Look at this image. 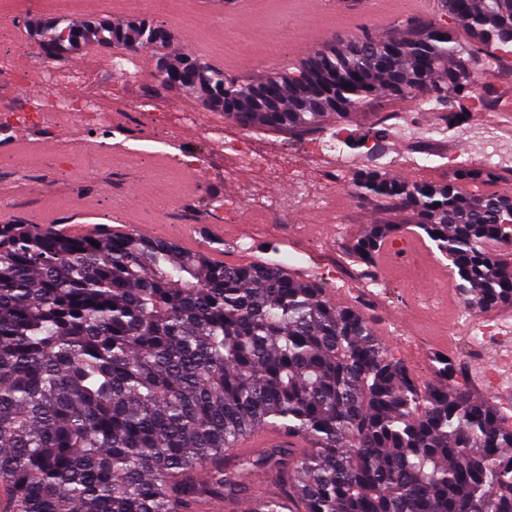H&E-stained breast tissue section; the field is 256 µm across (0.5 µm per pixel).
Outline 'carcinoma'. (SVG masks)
Returning <instances> with one entry per match:
<instances>
[{"label": "carcinoma", "instance_id": "obj_1", "mask_svg": "<svg viewBox=\"0 0 512 512\" xmlns=\"http://www.w3.org/2000/svg\"><path fill=\"white\" fill-rule=\"evenodd\" d=\"M442 2L400 38L316 49L257 83L186 54L160 55L152 76L247 129H315L378 94L414 96L459 128L486 49L512 47V0ZM24 28L47 58L131 57L171 38L145 19L34 17ZM501 179L464 164L411 184L364 169L350 186L411 213L453 265L465 308L485 312L512 305ZM401 229L371 224L350 250L370 266ZM432 374L419 380L371 318L282 262L224 264L137 233L0 227L7 512H192L201 495L244 492L246 472L281 486L252 512H289L290 501L296 512H512V419L471 390L456 358L433 356ZM261 424L307 447L224 467L225 450Z\"/></svg>", "mask_w": 512, "mask_h": 512}]
</instances>
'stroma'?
I'll return each instance as SVG.
<instances>
[{"label":"stroma","instance_id":"1","mask_svg":"<svg viewBox=\"0 0 512 512\" xmlns=\"http://www.w3.org/2000/svg\"><path fill=\"white\" fill-rule=\"evenodd\" d=\"M204 0H160L165 26L173 34L170 52L193 50L195 55L209 60L235 75L237 66H244V74L262 80L274 72L299 65L309 51L329 42H339L375 26L390 25L387 12L376 14L371 21L352 23L344 18L316 16L301 0H260L251 13L243 18L225 14L223 8L208 11ZM134 70L141 77L139 92L158 98L170 110L195 113L200 125L216 119L195 97L176 91L157 88L150 75L153 58L144 53L134 59ZM495 69L493 77L481 87L485 111L497 112L501 98H512V56H495L490 60ZM419 103L412 98L376 96L357 114L348 119L350 125L366 127L380 117H392L418 110ZM10 138L14 149L0 153V171L25 170L30 177L16 187L5 206H0V225L21 217L30 224H55L66 220L70 224L129 225L140 228L158 223L159 218L149 200H138L140 180H133L123 202H115L107 191L112 170L126 151H143L142 167L146 172L162 174L166 161L159 152H145V144L133 138L119 137L112 141L111 153L89 147L85 131L76 118L68 117L49 126L47 134L27 127L15 128ZM73 158L68 167L50 164L53 153ZM251 178L249 168H242L236 182L213 181L204 174H195L190 183L196 189L191 200L195 221L210 224L218 200L239 195L242 182ZM410 214L393 210L387 203L375 200L359 202L353 195L337 196L333 205L319 210H298L287 220L257 228L251 224L248 213L237 216L236 223L224 228V260L228 263L253 261H281L288 271L300 280H320L324 255L313 252L301 254L304 240L328 239L336 248L338 260L346 262L350 277L327 294L336 305L355 303L354 287L367 277L377 278L382 291L377 306L368 308L376 331L391 354L411 366L421 379L430 376V358L442 351L443 345L435 337L437 328L447 335L465 340L461 321L456 311L461 304L447 261L428 239L418 236ZM405 224L407 235L425 258L423 285L433 291L446 287L448 308L445 313L431 318L403 306L401 288L387 256H379L375 266L359 264L349 246L367 225Z\"/></svg>","mask_w":512,"mask_h":512}]
</instances>
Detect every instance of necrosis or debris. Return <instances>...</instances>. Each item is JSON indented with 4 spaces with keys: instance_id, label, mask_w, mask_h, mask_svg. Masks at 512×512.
I'll use <instances>...</instances> for the list:
<instances>
[{
    "instance_id": "necrosis-or-debris-1",
    "label": "necrosis or debris",
    "mask_w": 512,
    "mask_h": 512,
    "mask_svg": "<svg viewBox=\"0 0 512 512\" xmlns=\"http://www.w3.org/2000/svg\"><path fill=\"white\" fill-rule=\"evenodd\" d=\"M106 73L112 78V89L102 97L98 89ZM58 74L61 78L72 79V94L59 99L46 90L39 98L40 111L22 107L1 112V134L9 133L19 125L41 126L56 115H74L84 130L94 132L103 140L110 139L115 131L136 127L142 137L153 138L161 150L176 149L177 165L189 173L208 167L213 170L215 179L224 180L236 177L240 165L255 164L256 173L244 185L242 195L221 205L228 222L242 210L250 211L260 220L273 211L287 215L293 205L308 207L329 201L332 195L344 191L343 178L357 165L360 155L372 153L377 145L375 139H366L360 155H352L345 145L349 131L341 126L302 142L293 151L266 148L251 134L225 128L220 122L198 127L190 112L171 111L143 101L128 105L125 96L132 79L128 63L121 56L96 64L70 65L60 68ZM400 131L409 141L426 139L438 143L439 148L431 153L413 150L393 156L389 160L390 166L446 169L458 164V154L441 146L447 135L442 121L424 126L416 113L410 112L402 117ZM464 132L482 143L475 164L496 168L504 175L512 173V139L494 133L481 105H474ZM191 137L208 142L215 147V154L187 150L185 144ZM314 161L322 164L320 180L300 179L301 170ZM288 176L297 180L295 195L290 199L277 191L279 182ZM462 351L471 363L485 365V384L497 392L512 391V316L490 314L476 319Z\"/></svg>"
}]
</instances>
